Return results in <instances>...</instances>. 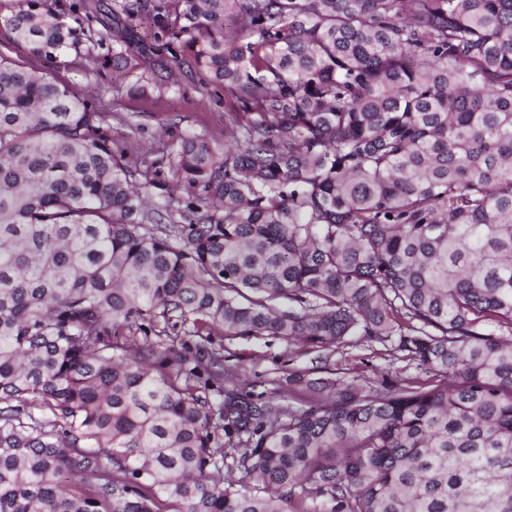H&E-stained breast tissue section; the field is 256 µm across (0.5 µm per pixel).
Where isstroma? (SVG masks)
Returning <instances> with one entry per match:
<instances>
[{
  "label": "stroma",
  "instance_id": "obj_1",
  "mask_svg": "<svg viewBox=\"0 0 512 512\" xmlns=\"http://www.w3.org/2000/svg\"><path fill=\"white\" fill-rule=\"evenodd\" d=\"M111 43L99 44L80 38L76 46L51 58L40 59V69L51 72L82 99L94 101L106 112L111 125L112 149L125 163H154L156 184L149 189L151 206L165 224L182 223L173 200L187 194L172 177L170 161L176 142L187 134L224 139V92L201 86L202 75L189 60L173 62L170 55L153 54L140 71L152 83L147 95H140L132 79H115L85 64L86 54L111 53ZM225 374H244L257 392L277 399L287 393L305 394L310 383L342 372L360 374L371 385H380L389 366L383 358L351 348L347 353L331 352L323 360L303 353L301 346L271 336H222Z\"/></svg>",
  "mask_w": 512,
  "mask_h": 512
}]
</instances>
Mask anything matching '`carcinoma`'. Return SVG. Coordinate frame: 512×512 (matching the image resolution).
Listing matches in <instances>:
<instances>
[{
  "label": "carcinoma",
  "mask_w": 512,
  "mask_h": 512,
  "mask_svg": "<svg viewBox=\"0 0 512 512\" xmlns=\"http://www.w3.org/2000/svg\"><path fill=\"white\" fill-rule=\"evenodd\" d=\"M103 7L95 69L149 20L224 147L181 138L193 218L148 228L106 115L0 55V512H512V0ZM64 13L5 27L51 57ZM224 333L419 374L294 407L224 388Z\"/></svg>",
  "instance_id": "obj_1"
}]
</instances>
